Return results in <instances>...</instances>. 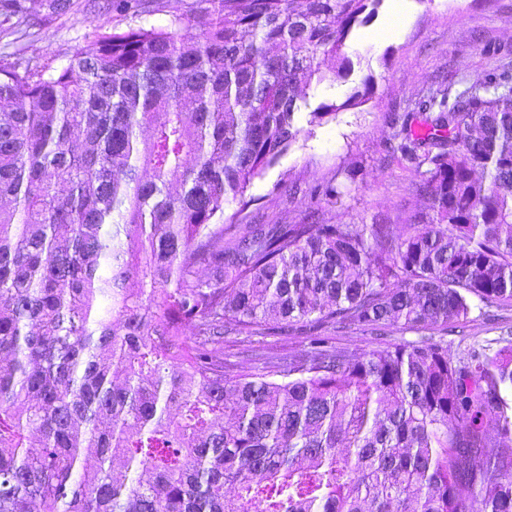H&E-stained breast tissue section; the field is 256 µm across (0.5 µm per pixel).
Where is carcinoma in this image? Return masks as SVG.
<instances>
[{
	"mask_svg": "<svg viewBox=\"0 0 512 512\" xmlns=\"http://www.w3.org/2000/svg\"><path fill=\"white\" fill-rule=\"evenodd\" d=\"M381 2L196 0L0 68V512H512V339L444 338L512 304V76L393 120L397 224L224 223Z\"/></svg>",
	"mask_w": 512,
	"mask_h": 512,
	"instance_id": "cac0c4a2",
	"label": "carcinoma"
}]
</instances>
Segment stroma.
<instances>
[{"label":"stroma","mask_w":512,"mask_h":512,"mask_svg":"<svg viewBox=\"0 0 512 512\" xmlns=\"http://www.w3.org/2000/svg\"><path fill=\"white\" fill-rule=\"evenodd\" d=\"M19 34L0 33V66L17 57L57 69L98 34L134 26H165L194 0H20ZM354 69L346 81L311 85L310 105L341 102L371 83L363 106L313 124L297 116L301 133L290 149L247 191L239 224L298 223L325 216L340 224L392 221L418 206L409 192L417 176L387 152L394 112L413 108L428 89L457 93L486 74L512 72V0H383L377 14L355 26L345 46ZM332 184L340 198L315 194Z\"/></svg>","instance_id":"obj_1"}]
</instances>
